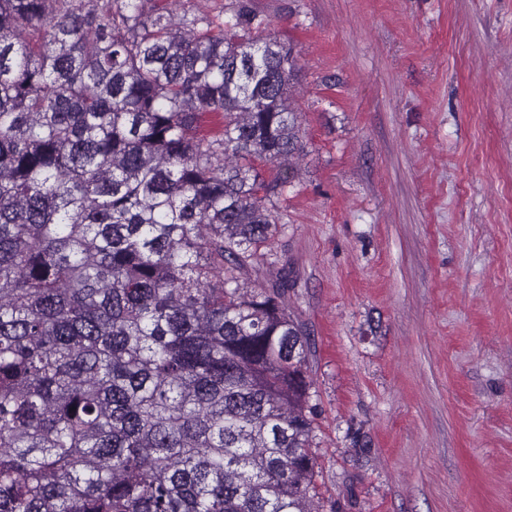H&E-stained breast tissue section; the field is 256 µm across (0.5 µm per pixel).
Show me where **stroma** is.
<instances>
[{
  "instance_id": "obj_1",
  "label": "stroma",
  "mask_w": 512,
  "mask_h": 512,
  "mask_svg": "<svg viewBox=\"0 0 512 512\" xmlns=\"http://www.w3.org/2000/svg\"><path fill=\"white\" fill-rule=\"evenodd\" d=\"M246 6L290 42L304 149L279 233L314 343L318 512H512V0Z\"/></svg>"
}]
</instances>
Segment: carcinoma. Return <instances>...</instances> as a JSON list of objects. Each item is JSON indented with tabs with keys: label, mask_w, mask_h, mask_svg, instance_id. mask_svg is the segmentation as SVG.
Instances as JSON below:
<instances>
[{
	"label": "carcinoma",
	"mask_w": 512,
	"mask_h": 512,
	"mask_svg": "<svg viewBox=\"0 0 512 512\" xmlns=\"http://www.w3.org/2000/svg\"><path fill=\"white\" fill-rule=\"evenodd\" d=\"M148 2L0 0V512H315L290 272L239 284L298 54Z\"/></svg>",
	"instance_id": "carcinoma-1"
}]
</instances>
